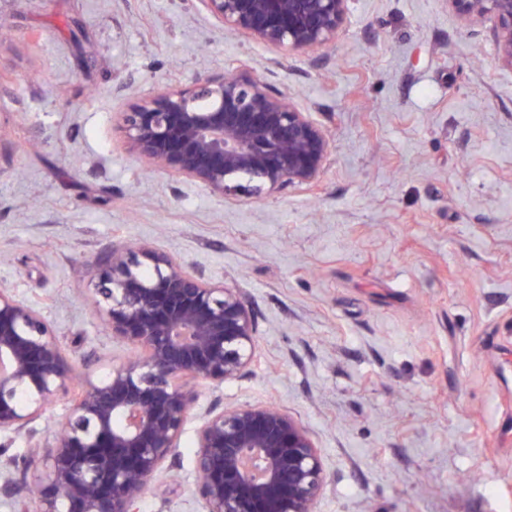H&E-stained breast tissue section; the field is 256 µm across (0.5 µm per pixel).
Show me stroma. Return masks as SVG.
I'll list each match as a JSON object with an SVG mask.
<instances>
[{
    "instance_id": "1",
    "label": "stroma",
    "mask_w": 512,
    "mask_h": 512,
    "mask_svg": "<svg viewBox=\"0 0 512 512\" xmlns=\"http://www.w3.org/2000/svg\"><path fill=\"white\" fill-rule=\"evenodd\" d=\"M0 286L78 371L133 356L76 264L164 249L239 289L251 365L199 388L178 483L141 512H203L211 402L298 419L328 483L315 512H512V70L446 0H350L335 50L283 57L186 0H0ZM243 72L327 130L310 187L229 200L131 155L118 114Z\"/></svg>"
}]
</instances>
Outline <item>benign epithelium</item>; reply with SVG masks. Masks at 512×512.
I'll return each mask as SVG.
<instances>
[{"instance_id": "obj_1", "label": "benign epithelium", "mask_w": 512, "mask_h": 512, "mask_svg": "<svg viewBox=\"0 0 512 512\" xmlns=\"http://www.w3.org/2000/svg\"><path fill=\"white\" fill-rule=\"evenodd\" d=\"M224 28L284 55L335 45L349 0H197ZM488 23L498 61L512 70V0H448ZM129 151L155 169L195 180L226 199L311 185L331 142L311 113L258 78L205 75L163 88L120 113ZM107 331L139 350L95 378L88 373L58 424L55 443L28 432L19 459L0 451V495L19 512H138L151 482L171 470L197 400L186 383L218 387L255 356L253 310L236 288L212 283L171 253L114 244L84 263ZM74 379L55 328L0 288V433L41 418ZM193 494L204 512H314L327 474L305 427L270 406L213 402L196 427ZM49 468L29 510L26 474Z\"/></svg>"}]
</instances>
